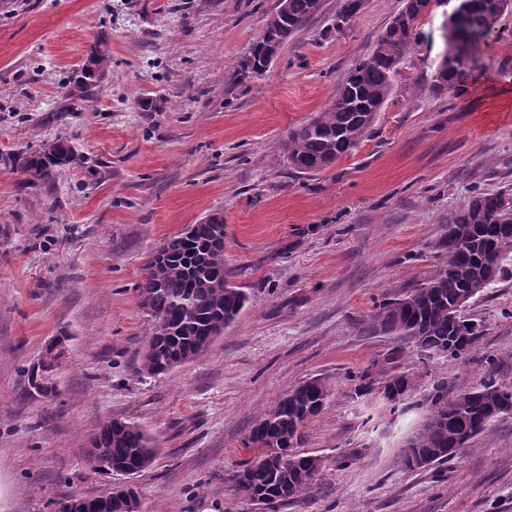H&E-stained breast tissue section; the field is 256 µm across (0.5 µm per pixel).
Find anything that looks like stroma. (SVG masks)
<instances>
[{"instance_id": "obj_1", "label": "stroma", "mask_w": 512, "mask_h": 512, "mask_svg": "<svg viewBox=\"0 0 512 512\" xmlns=\"http://www.w3.org/2000/svg\"><path fill=\"white\" fill-rule=\"evenodd\" d=\"M292 35L259 79L227 67L277 0H0V154L63 138L78 158L26 182L0 163V512H55L111 494L91 472L89 438L135 423L153 464L134 475L142 512H260L226 477L250 459L261 411L312 377L328 382L302 451L325 458L307 498L278 512H512V415L447 463L398 460L437 389L488 374L512 383V261L463 309L482 336L458 359H421L408 341L367 336L376 302L425 283L426 244L473 191L512 189V13L476 48L480 94L430 90L445 50V7L415 46L369 136L332 167L299 174L274 148L319 111L402 0H364L340 32L341 0ZM108 54L92 100L67 99L92 51ZM224 217V262L251 300L201 357L139 372L149 326L137 286L151 254L188 225ZM61 342L38 392L30 370ZM370 372L357 396L352 377ZM410 377L398 401L386 374Z\"/></svg>"}]
</instances>
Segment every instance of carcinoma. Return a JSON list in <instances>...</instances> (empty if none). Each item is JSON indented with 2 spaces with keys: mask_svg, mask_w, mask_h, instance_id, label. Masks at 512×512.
<instances>
[{
  "mask_svg": "<svg viewBox=\"0 0 512 512\" xmlns=\"http://www.w3.org/2000/svg\"><path fill=\"white\" fill-rule=\"evenodd\" d=\"M364 0H341L335 30L342 29L363 7ZM430 0H404L402 9L378 35L371 51L358 58L320 111L288 130L275 152L296 173L323 171L350 155L369 132L375 116L392 90V77L413 49V20L428 9ZM448 14V46L430 86L434 95L465 90L473 68L452 55L467 32L488 35L496 31L503 15L512 12V0H455ZM322 9V0H278L266 16L262 34L230 70L236 86L264 76L281 44ZM97 85L74 82L68 97L89 100ZM77 159L72 144L60 139L47 148L17 152L7 163L28 176V181L49 179ZM440 260L436 274L426 283L396 298L376 304L363 322L367 336H399L411 342L420 355L432 358L451 346L472 351L481 331L477 326H458L452 318L459 300L474 299L506 272L512 256V193L478 192L448 213L442 232L428 242ZM234 273L224 265V217L213 215L163 243L143 268L138 284V305L149 317L147 346L140 372L157 377L202 356L249 301L247 289L233 283ZM53 364L31 371L40 392H50L47 373ZM329 397L327 381L304 380L265 409L242 441L253 452L247 464L230 474L229 487L261 506L277 512L285 503L306 497L324 458L298 453L303 428L324 409ZM512 397V383L490 375L476 388L463 389L453 399L443 390L432 397L433 409L422 428L411 438L399 459L408 470L422 468L420 460L445 463L448 449H459L467 434L476 437L488 430L495 417L488 409ZM155 448L140 428L129 421L111 420L90 439L87 466L104 475L107 470L138 473L150 467ZM137 497L110 494L104 499L71 497L58 503L57 512H128V501Z\"/></svg>",
  "mask_w": 512,
  "mask_h": 512,
  "instance_id": "cac0c4a2",
  "label": "carcinoma"
}]
</instances>
